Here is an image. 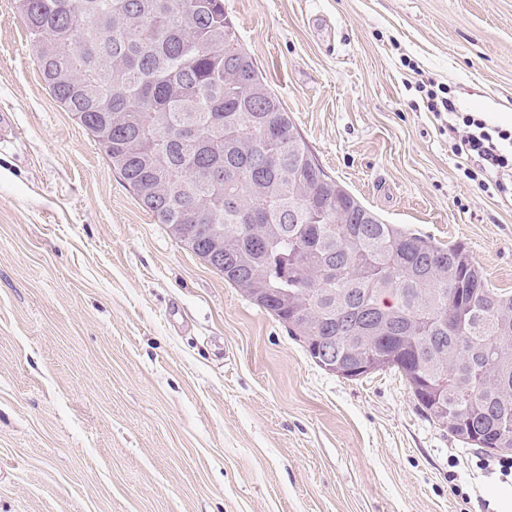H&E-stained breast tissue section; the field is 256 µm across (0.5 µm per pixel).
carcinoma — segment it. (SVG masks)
Returning a JSON list of instances; mask_svg holds the SVG:
<instances>
[{"instance_id":"obj_1","label":"carcinoma","mask_w":512,"mask_h":512,"mask_svg":"<svg viewBox=\"0 0 512 512\" xmlns=\"http://www.w3.org/2000/svg\"><path fill=\"white\" fill-rule=\"evenodd\" d=\"M14 3L51 94L156 223L220 237L224 281L336 375L394 369L460 441L512 452V290L325 173L224 0Z\"/></svg>"}]
</instances>
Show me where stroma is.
Returning <instances> with one entry per match:
<instances>
[{
  "instance_id": "obj_1",
  "label": "stroma",
  "mask_w": 512,
  "mask_h": 512,
  "mask_svg": "<svg viewBox=\"0 0 512 512\" xmlns=\"http://www.w3.org/2000/svg\"><path fill=\"white\" fill-rule=\"evenodd\" d=\"M325 172L512 290V197L464 175L419 81L512 113V0H224ZM0 512H495L496 452L392 370H323L156 223L0 0Z\"/></svg>"
}]
</instances>
